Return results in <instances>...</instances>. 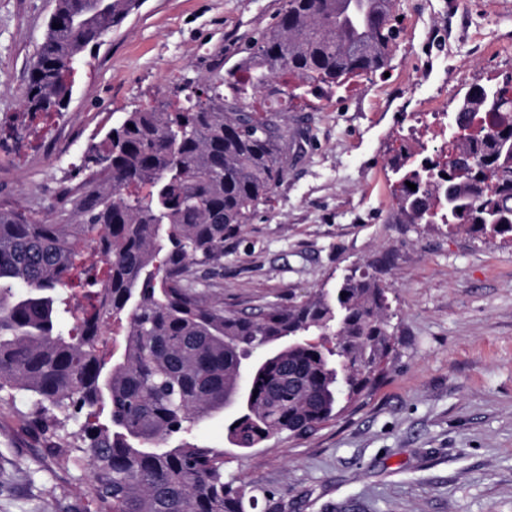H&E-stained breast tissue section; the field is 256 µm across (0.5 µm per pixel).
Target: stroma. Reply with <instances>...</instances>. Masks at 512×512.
<instances>
[{
	"label": "stroma",
	"mask_w": 512,
	"mask_h": 512,
	"mask_svg": "<svg viewBox=\"0 0 512 512\" xmlns=\"http://www.w3.org/2000/svg\"><path fill=\"white\" fill-rule=\"evenodd\" d=\"M283 0H143L75 75L63 115L23 146L0 141V205L55 223L86 177L81 157L114 117L156 106L237 63ZM55 0H0V113L17 112ZM384 72L289 112L306 135L268 205L224 244L210 297L246 313L334 293L365 272L387 290L394 351L384 376L312 437L242 451L223 415L191 436L225 449L288 512H512V239L397 220L401 149L431 153L478 85L512 79V8L499 0H399ZM23 400L0 403V512H88V471H63Z\"/></svg>",
	"instance_id": "obj_1"
}]
</instances>
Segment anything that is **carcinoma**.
<instances>
[{"instance_id": "1", "label": "carcinoma", "mask_w": 512, "mask_h": 512, "mask_svg": "<svg viewBox=\"0 0 512 512\" xmlns=\"http://www.w3.org/2000/svg\"><path fill=\"white\" fill-rule=\"evenodd\" d=\"M134 9V0H56L23 115L64 112L103 23L114 27ZM397 11L398 0H284L223 77L183 102L124 113L88 145L82 166L92 176L73 216L50 224L0 208V402L23 397L56 465L90 471L83 497L94 512H247L260 496L266 512H283L258 482L227 472L223 449L186 433L224 411L248 353L263 354L251 373L258 393L226 425L242 450L317 431L381 375L393 343L386 291L370 278L353 272L332 297L257 316L197 287L224 257V242L270 202L288 153L302 150L280 114L295 99L382 69L398 38ZM479 112L498 121L456 140L460 169L393 158L392 169L404 171V223L428 221L436 206L443 223L467 234L512 237V98L475 87L454 118L468 123ZM486 171L497 188L479 193L474 182ZM408 181L424 183L425 200ZM90 244L103 277L88 279L87 304L73 307L65 289L81 286ZM116 321L125 323L123 341L105 351ZM83 413L67 440L66 426Z\"/></svg>"}]
</instances>
